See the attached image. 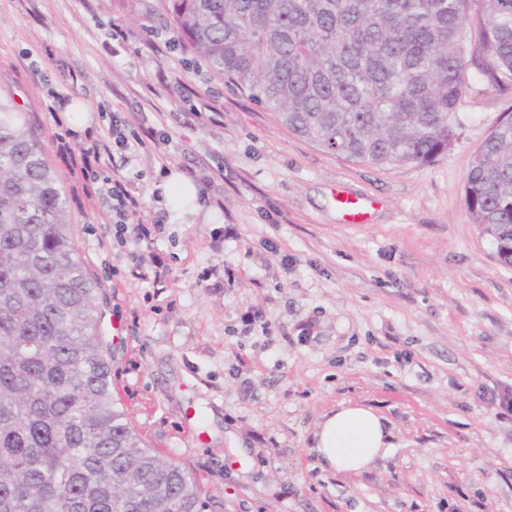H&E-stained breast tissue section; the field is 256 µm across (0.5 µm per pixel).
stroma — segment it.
<instances>
[{
  "mask_svg": "<svg viewBox=\"0 0 512 512\" xmlns=\"http://www.w3.org/2000/svg\"><path fill=\"white\" fill-rule=\"evenodd\" d=\"M0 91L64 188L115 403L224 512H512V416L496 403L512 395V266L464 196L512 86L470 78L447 151L373 167L213 74L159 0H0ZM61 97L90 106L87 128ZM91 146L106 161L87 174ZM173 175L195 185L196 219L172 223ZM116 180L160 223L151 240L119 232ZM340 193L372 201L365 223L344 220ZM341 403L393 428L357 475L310 450Z\"/></svg>",
  "mask_w": 512,
  "mask_h": 512,
  "instance_id": "obj_1",
  "label": "stroma"
}]
</instances>
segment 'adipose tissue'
I'll return each mask as SVG.
<instances>
[{
    "mask_svg": "<svg viewBox=\"0 0 512 512\" xmlns=\"http://www.w3.org/2000/svg\"><path fill=\"white\" fill-rule=\"evenodd\" d=\"M390 438L383 415L359 404H341L316 423L312 450L323 469L358 474L389 453Z\"/></svg>",
    "mask_w": 512,
    "mask_h": 512,
    "instance_id": "obj_1",
    "label": "adipose tissue"
}]
</instances>
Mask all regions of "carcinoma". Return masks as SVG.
Instances as JSON below:
<instances>
[{
  "mask_svg": "<svg viewBox=\"0 0 512 512\" xmlns=\"http://www.w3.org/2000/svg\"><path fill=\"white\" fill-rule=\"evenodd\" d=\"M210 70L288 130L347 160L425 165L446 151L475 71L512 86V0H161ZM473 223L512 265V116L477 151ZM97 282L59 181L0 96V512H219L143 446L112 401Z\"/></svg>",
  "mask_w": 512,
  "mask_h": 512,
  "instance_id": "1",
  "label": "carcinoma"
}]
</instances>
